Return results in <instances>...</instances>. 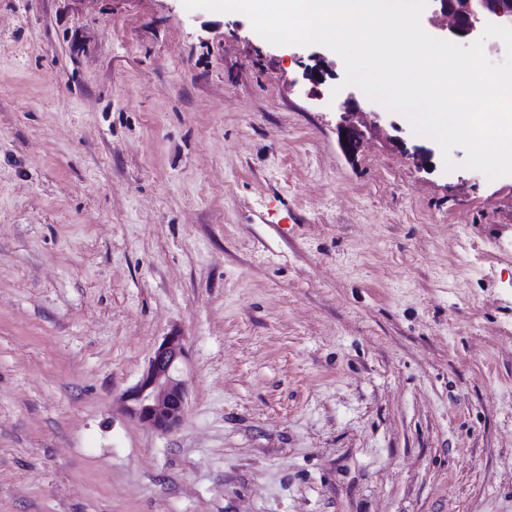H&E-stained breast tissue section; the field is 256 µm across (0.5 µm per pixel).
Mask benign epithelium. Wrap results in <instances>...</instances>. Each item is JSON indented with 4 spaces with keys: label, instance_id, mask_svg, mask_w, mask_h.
I'll use <instances>...</instances> for the list:
<instances>
[{
    "label": "benign epithelium",
    "instance_id": "obj_1",
    "mask_svg": "<svg viewBox=\"0 0 512 512\" xmlns=\"http://www.w3.org/2000/svg\"><path fill=\"white\" fill-rule=\"evenodd\" d=\"M432 20L446 36L472 43L483 33L486 24H499L512 19V0H429ZM337 125L339 139L345 151L355 153L363 133L351 125L348 116L362 111L353 95L341 104ZM185 354L184 338L174 332L164 337L153 352L142 380L127 391L128 414L162 431L175 429L180 421L186 397V382L180 363Z\"/></svg>",
    "mask_w": 512,
    "mask_h": 512
}]
</instances>
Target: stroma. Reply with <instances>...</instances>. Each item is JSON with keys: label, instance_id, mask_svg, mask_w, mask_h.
Wrapping results in <instances>:
<instances>
[{"label": "stroma", "instance_id": "obj_1", "mask_svg": "<svg viewBox=\"0 0 512 512\" xmlns=\"http://www.w3.org/2000/svg\"><path fill=\"white\" fill-rule=\"evenodd\" d=\"M344 75L182 0H0V512H512V176L375 102L345 154ZM174 331L162 432L123 395ZM341 108L343 112H341L340 121L337 125L339 139L345 151L348 152L349 154H354L361 145L363 133L357 127L349 123V114L354 112H360L369 113L374 115L375 117H379V113L364 112V110H362V108L360 107V104L357 101L356 97L352 94L343 101V103L341 104Z\"/></svg>", "mask_w": 512, "mask_h": 512}]
</instances>
